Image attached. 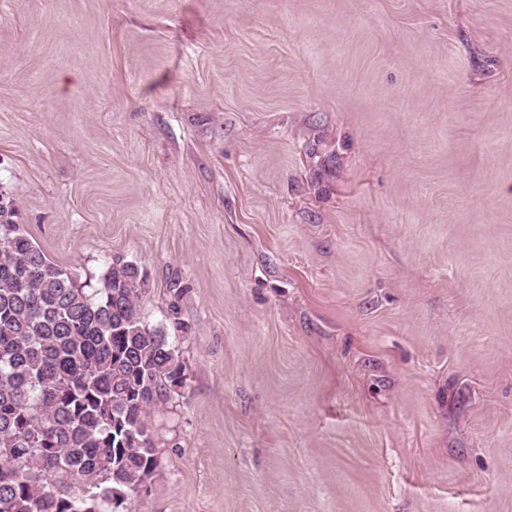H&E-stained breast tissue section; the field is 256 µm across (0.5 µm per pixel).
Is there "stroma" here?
I'll return each mask as SVG.
<instances>
[{"label": "stroma", "instance_id": "obj_1", "mask_svg": "<svg viewBox=\"0 0 512 512\" xmlns=\"http://www.w3.org/2000/svg\"><path fill=\"white\" fill-rule=\"evenodd\" d=\"M0 189L185 366L123 512H512V0H0Z\"/></svg>", "mask_w": 512, "mask_h": 512}]
</instances>
